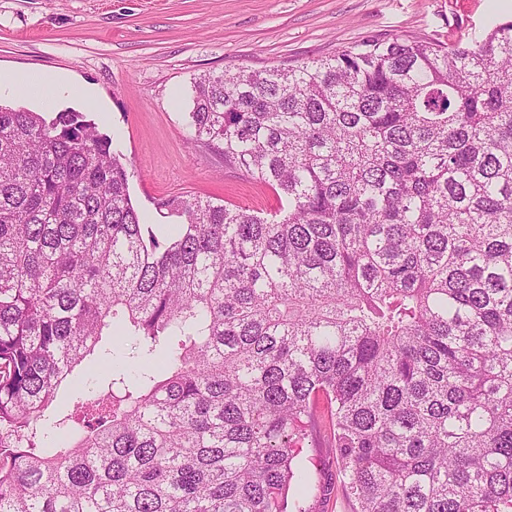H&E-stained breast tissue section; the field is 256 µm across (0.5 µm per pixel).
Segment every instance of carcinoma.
I'll return each mask as SVG.
<instances>
[{
	"instance_id": "obj_1",
	"label": "carcinoma",
	"mask_w": 512,
	"mask_h": 512,
	"mask_svg": "<svg viewBox=\"0 0 512 512\" xmlns=\"http://www.w3.org/2000/svg\"><path fill=\"white\" fill-rule=\"evenodd\" d=\"M193 90L271 217L0 105V512H310L324 426L352 512H512V21Z\"/></svg>"
}]
</instances>
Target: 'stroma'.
<instances>
[{
    "label": "stroma",
    "mask_w": 512,
    "mask_h": 512,
    "mask_svg": "<svg viewBox=\"0 0 512 512\" xmlns=\"http://www.w3.org/2000/svg\"><path fill=\"white\" fill-rule=\"evenodd\" d=\"M511 19L512 0H0V74L55 73L91 92L0 103L82 112L115 136L151 223H173L156 203L186 195L265 215L279 206L276 192L186 142L195 77L297 65L367 38L467 42ZM331 442L321 432L301 455L327 489L308 505L351 512Z\"/></svg>",
    "instance_id": "obj_1"
}]
</instances>
